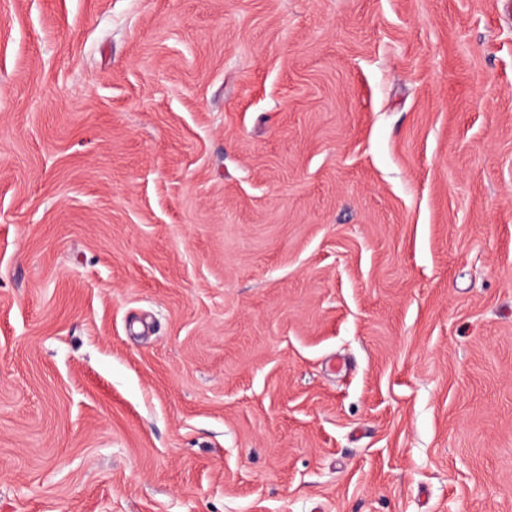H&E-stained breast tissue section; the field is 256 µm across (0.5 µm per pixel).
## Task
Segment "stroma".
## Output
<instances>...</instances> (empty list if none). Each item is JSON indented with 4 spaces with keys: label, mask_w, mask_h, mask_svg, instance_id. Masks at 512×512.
<instances>
[{
    "label": "stroma",
    "mask_w": 512,
    "mask_h": 512,
    "mask_svg": "<svg viewBox=\"0 0 512 512\" xmlns=\"http://www.w3.org/2000/svg\"><path fill=\"white\" fill-rule=\"evenodd\" d=\"M0 512H512V0H0Z\"/></svg>",
    "instance_id": "1"
}]
</instances>
